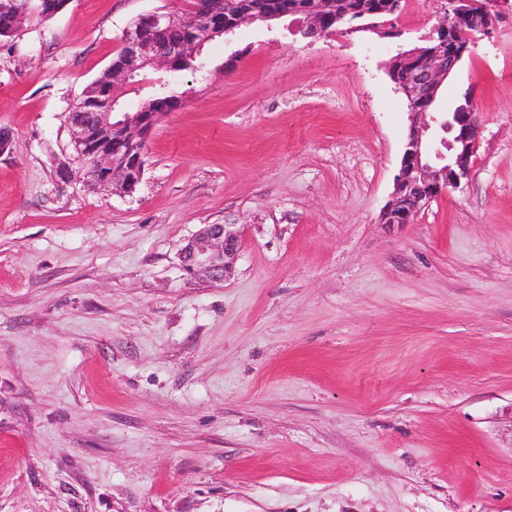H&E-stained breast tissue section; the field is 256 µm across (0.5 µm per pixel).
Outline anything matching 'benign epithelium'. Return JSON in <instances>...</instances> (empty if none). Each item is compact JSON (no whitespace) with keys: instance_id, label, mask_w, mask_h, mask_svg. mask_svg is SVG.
Listing matches in <instances>:
<instances>
[{"instance_id":"1","label":"benign epithelium","mask_w":512,"mask_h":512,"mask_svg":"<svg viewBox=\"0 0 512 512\" xmlns=\"http://www.w3.org/2000/svg\"><path fill=\"white\" fill-rule=\"evenodd\" d=\"M237 0H199L195 11L203 21L188 24L180 16L154 11L138 17L121 41V58L112 65V78L126 86L145 69L173 72L185 59L186 44L200 52L217 37L227 36L255 22L248 11L235 9ZM497 0H485L484 8L472 11L473 0H446L434 29L448 44V56L434 51L422 56L397 88L409 102L410 133L403 151L391 199L382 213L385 224H407L419 211L449 189L468 185L473 157L478 148V124L474 112H423L425 98L436 99L444 81L462 60L476 34L492 33ZM321 5L308 0L290 14L315 26ZM183 27L182 40H172L174 26ZM112 95L96 102L88 100L72 107L68 115L70 143L83 163L87 183L104 188L133 192L144 173L145 146L161 119L169 112L171 100L160 95L153 99L155 112H123L116 116ZM242 247V233L234 224H205L181 249L183 270L221 282L231 274Z\"/></svg>"}]
</instances>
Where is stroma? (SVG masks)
Listing matches in <instances>:
<instances>
[{"instance_id":"obj_1","label":"stroma","mask_w":512,"mask_h":512,"mask_svg":"<svg viewBox=\"0 0 512 512\" xmlns=\"http://www.w3.org/2000/svg\"><path fill=\"white\" fill-rule=\"evenodd\" d=\"M190 3L69 0L0 41V512H512V0L441 88L478 111L470 182L402 225L388 67L440 0L210 42L136 190L84 181L69 109ZM205 224L243 229L221 282L178 258Z\"/></svg>"}]
</instances>
